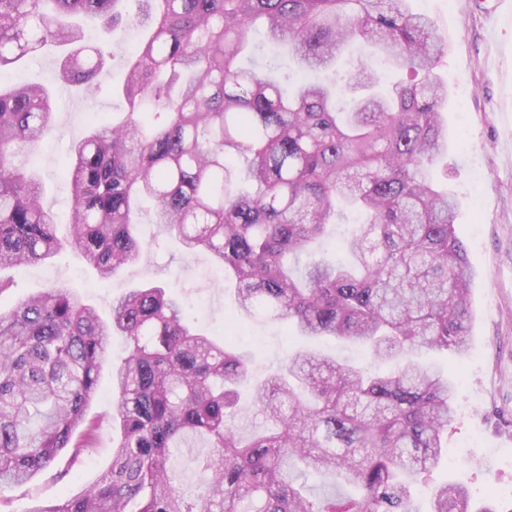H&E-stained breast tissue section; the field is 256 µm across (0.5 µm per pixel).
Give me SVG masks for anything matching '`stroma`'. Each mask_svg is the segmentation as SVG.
I'll return each mask as SVG.
<instances>
[{"label": "stroma", "mask_w": 512, "mask_h": 512, "mask_svg": "<svg viewBox=\"0 0 512 512\" xmlns=\"http://www.w3.org/2000/svg\"><path fill=\"white\" fill-rule=\"evenodd\" d=\"M412 6L431 16L448 38L437 74L448 86L444 119L449 148L447 159L437 164L433 175L447 183L458 201L455 233L466 248L474 310L466 355L426 350L420 358L422 364L455 381L456 418L448 429L441 465L429 482L414 483V505L425 512L430 488L448 481L466 485L475 504L512 512V14L496 13V0H412ZM86 35L110 54V71L100 76L96 95L78 96L60 79L58 48L23 61L12 71L14 81L40 83L52 91L58 129L37 149L19 151L14 161L39 176L43 204L63 237L72 210L65 178L70 145L85 135L91 114L109 117L125 112L124 99L112 87L122 80L125 55L139 31L124 24L107 34L91 25ZM138 220L142 239L155 238L159 244L147 249L136 264L103 281L66 247L50 264L0 271V276L14 281L9 294L0 297V309L9 310L49 284L64 281L105 316L113 298L151 282L182 297L191 324L223 338L224 318L232 309L223 269L207 255L186 256L173 239L158 237L147 213H140ZM236 334L241 351L254 356L259 381L298 349L353 364L372 363L364 351L343 341L288 339L274 322L245 318ZM114 401L112 367L107 364L87 408L88 418L99 422L96 448L76 466H68L62 454L26 485L0 488V507L5 512H24L31 498L54 500L94 483L112 464L118 435L111 419Z\"/></svg>", "instance_id": "35a3bbf8"}]
</instances>
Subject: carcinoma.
Wrapping results in <instances>:
<instances>
[{
	"label": "carcinoma",
	"instance_id": "carcinoma-1",
	"mask_svg": "<svg viewBox=\"0 0 512 512\" xmlns=\"http://www.w3.org/2000/svg\"><path fill=\"white\" fill-rule=\"evenodd\" d=\"M124 2L0 0V270L48 263L64 247L40 182L14 164L56 129L50 93L3 76L55 46L66 49L62 77L96 94L107 57L84 43L82 20L110 32ZM135 2L147 36L126 62L129 112L93 121L70 148L69 246L112 278L140 259L133 214L149 198L161 234L236 279L239 314L282 322L290 336L342 338L392 367L296 351L258 385L260 426L245 435L234 418L252 367L232 337L191 328L159 285L129 289L104 318L54 283L0 311V484L96 447L86 411L110 362L112 467L28 512H414L411 479L439 466L455 414L454 384L416 355L467 353L471 322L456 203L429 176L448 154V88L434 74L443 37L409 0ZM257 18L305 75L286 96L269 66L240 62ZM354 43L409 79L384 85L361 56L341 71ZM345 210L361 219L345 242L350 261L314 257ZM114 335L127 354L113 363ZM191 438L210 448L195 458L209 477L195 498L172 469ZM294 469L351 493L312 498ZM430 512L491 509L444 483Z\"/></svg>",
	"mask_w": 512,
	"mask_h": 512
}]
</instances>
